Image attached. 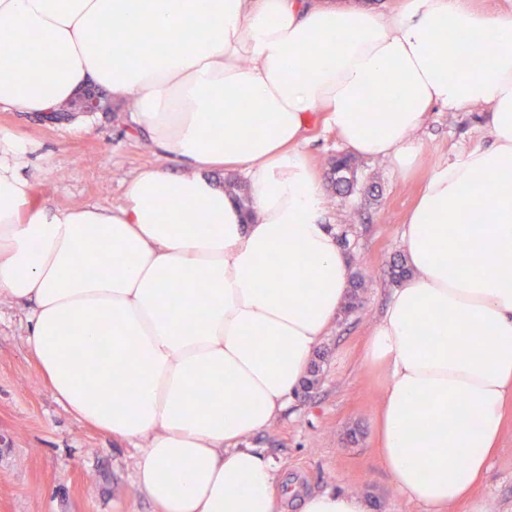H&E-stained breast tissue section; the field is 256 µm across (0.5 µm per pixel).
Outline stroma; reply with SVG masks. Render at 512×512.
<instances>
[{
  "instance_id": "obj_1",
  "label": "stroma",
  "mask_w": 512,
  "mask_h": 512,
  "mask_svg": "<svg viewBox=\"0 0 512 512\" xmlns=\"http://www.w3.org/2000/svg\"><path fill=\"white\" fill-rule=\"evenodd\" d=\"M126 106L108 112H62L54 119L0 111L32 161L25 174L33 201L50 209L124 204L131 178L146 167L181 171L129 129ZM421 153L401 169L394 158L358 159L357 189L325 194V222L347 239L352 271L366 288L359 307L337 316L319 346V385L300 394L268 430L245 441L273 458L310 492L339 489L363 496L370 512H424L400 498L372 453L379 377L362 361L367 337L394 285L389 268L403 255L401 225L428 179L466 151L489 145L483 107L429 113ZM303 150L318 178L343 146L321 124L305 133ZM375 195H367L369 186ZM29 308L0 300V512H159L136 485L139 450L74 420L57 402L27 350ZM488 512H512V408L504 416L497 455L483 476Z\"/></svg>"
}]
</instances>
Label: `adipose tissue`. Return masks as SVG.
Returning a JSON list of instances; mask_svg holds the SVG:
<instances>
[{"label":"adipose tissue","mask_w":512,"mask_h":512,"mask_svg":"<svg viewBox=\"0 0 512 512\" xmlns=\"http://www.w3.org/2000/svg\"><path fill=\"white\" fill-rule=\"evenodd\" d=\"M91 86L190 170L142 169L115 208L50 211L1 130L0 296L32 302L27 348L72 417L142 442L137 485L161 512L284 510L277 466L241 442L294 402L350 272L295 150L305 131L407 164L431 107H486L490 145L438 171L407 217L410 276L365 349L383 372L374 455L398 495L486 512L512 405V15L461 0L392 16L369 0H0V110L57 112ZM216 170L250 179V211ZM72 336L89 351L111 338L108 396L88 391ZM203 382L209 403L190 411ZM300 509L367 505L334 489Z\"/></svg>","instance_id":"adipose-tissue-1"}]
</instances>
